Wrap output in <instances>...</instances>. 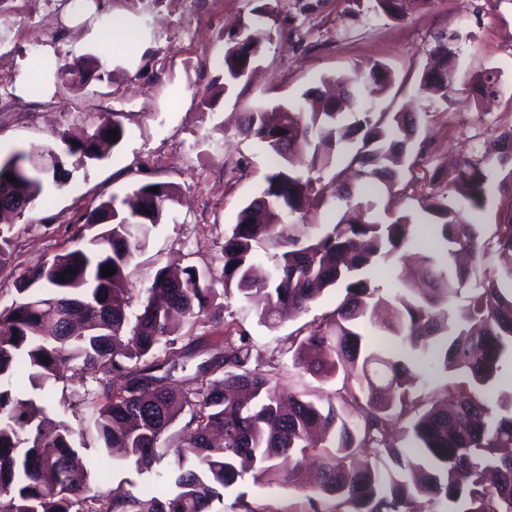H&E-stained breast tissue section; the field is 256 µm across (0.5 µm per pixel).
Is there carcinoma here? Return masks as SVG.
Wrapping results in <instances>:
<instances>
[{"mask_svg":"<svg viewBox=\"0 0 512 512\" xmlns=\"http://www.w3.org/2000/svg\"><path fill=\"white\" fill-rule=\"evenodd\" d=\"M370 2L402 20L429 0ZM272 16L266 2L226 39L224 90L261 55ZM455 41L450 35L432 49L419 94L446 100L455 90ZM494 72L474 78L478 95L492 89ZM394 82L388 66L375 63L337 79L346 90L340 99L313 87L298 103L273 104L274 126L265 107L243 113L240 133L273 161L265 186L241 209L219 266L159 270L137 312L125 269L176 200L168 183L138 185L132 202L100 201L71 248L20 277L15 299L0 309V512H224V489L247 475L309 489L311 512H512V452H501L512 449V385L492 389L512 364V128L483 141L454 172L433 173L430 183L446 182L455 199L434 189L419 201L427 245L410 215L378 218L399 202L419 120L377 111L360 87L384 92ZM123 137L121 123L107 119L77 146L63 140L62 153L83 165ZM20 157L29 154L0 160V267L11 247L4 223L24 217L57 182L15 169ZM329 167L334 221L293 223L315 193L311 173ZM491 197L501 218L486 239L470 216ZM268 245L279 251L259 280L254 266ZM108 266L115 272L105 277ZM217 282L247 302L260 298L256 315L270 327L282 311L304 313L325 290L344 289L333 310L288 336L297 370L319 379L343 373L335 400L318 406L291 392L283 400L269 376L248 367L245 336L212 346L194 374L173 378L171 368L202 342L182 341L173 317L224 325ZM68 370L96 389L52 418L44 398ZM218 372L222 379H213ZM451 372L467 380L445 385L444 404L415 394L416 384ZM114 375L125 380L118 391ZM186 413L183 445L160 471L170 452L162 437ZM402 423L408 443L396 447ZM77 437L108 454L121 449L149 489H93V465L74 448ZM318 447L319 477L309 482L300 457Z\"/></svg>","mask_w":512,"mask_h":512,"instance_id":"obj_1","label":"carcinoma"}]
</instances>
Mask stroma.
Listing matches in <instances>:
<instances>
[{"label": "stroma", "mask_w": 512, "mask_h": 512, "mask_svg": "<svg viewBox=\"0 0 512 512\" xmlns=\"http://www.w3.org/2000/svg\"><path fill=\"white\" fill-rule=\"evenodd\" d=\"M263 0H87L75 15L62 0H0V159L56 146L63 131L78 133L114 116L125 136L105 160L76 168L64 162L62 186L50 187L12 224L11 257L0 270V304H10L16 281L29 269L72 245L87 211L108 197L123 198L138 184H175L179 200L168 205L144 248L126 270L125 286L141 299L157 270L170 263H214L243 206L258 195L272 161L239 133L241 113L270 101L292 102L321 79L374 62L396 75L416 73L437 41L458 38L461 73L487 68L501 74L494 102L477 100L458 83L451 101L399 91L421 119L406 170L402 210L417 214L435 169L453 167L475 144L512 127V0H431L395 21L375 14L367 0H272L276 15L249 81L224 89L228 31L250 23ZM116 11L141 31L142 54L116 52L104 83L82 90L55 74L43 75L39 93L29 90L33 63L41 58L83 68L107 42L102 26ZM339 297L325 292L306 313L276 327L259 322L237 294L221 295L224 327L253 344L251 367L272 376L282 391L325 403L340 380H319L292 367L288 335L331 311ZM305 492L240 480L224 490V512H306Z\"/></svg>", "instance_id": "stroma-1"}]
</instances>
